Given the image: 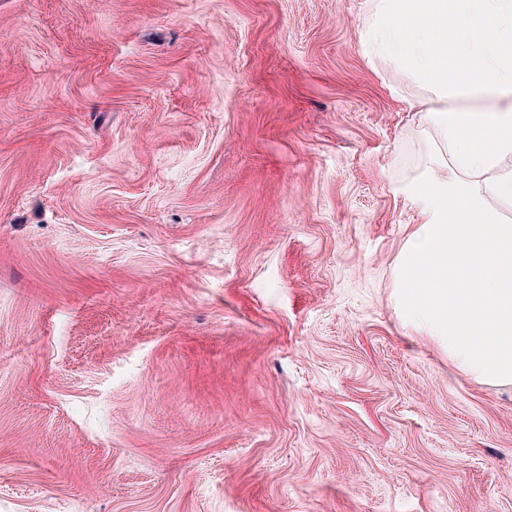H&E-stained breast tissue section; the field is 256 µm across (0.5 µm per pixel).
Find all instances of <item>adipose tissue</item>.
Masks as SVG:
<instances>
[{"mask_svg": "<svg viewBox=\"0 0 512 512\" xmlns=\"http://www.w3.org/2000/svg\"><path fill=\"white\" fill-rule=\"evenodd\" d=\"M362 34L433 103L398 269L407 320L477 383L512 386V0H372Z\"/></svg>", "mask_w": 512, "mask_h": 512, "instance_id": "adipose-tissue-1", "label": "adipose tissue"}]
</instances>
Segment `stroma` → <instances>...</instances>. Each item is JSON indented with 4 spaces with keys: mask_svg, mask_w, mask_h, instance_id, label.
Returning <instances> with one entry per match:
<instances>
[{
    "mask_svg": "<svg viewBox=\"0 0 512 512\" xmlns=\"http://www.w3.org/2000/svg\"><path fill=\"white\" fill-rule=\"evenodd\" d=\"M368 5L0 0V512H512V387L397 304Z\"/></svg>",
    "mask_w": 512,
    "mask_h": 512,
    "instance_id": "stroma-1",
    "label": "stroma"
}]
</instances>
